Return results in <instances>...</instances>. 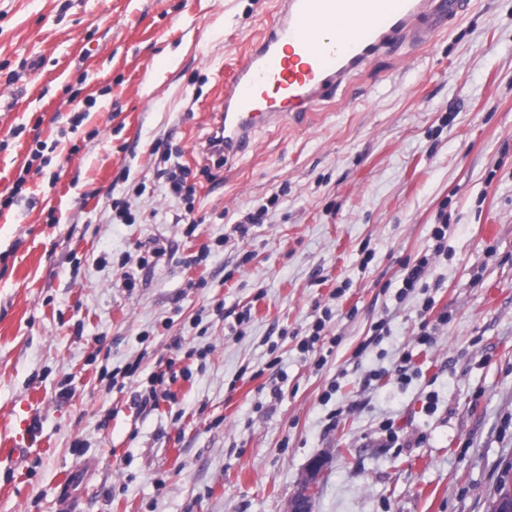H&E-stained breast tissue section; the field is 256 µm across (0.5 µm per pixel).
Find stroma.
Masks as SVG:
<instances>
[{
    "label": "stroma",
    "mask_w": 512,
    "mask_h": 512,
    "mask_svg": "<svg viewBox=\"0 0 512 512\" xmlns=\"http://www.w3.org/2000/svg\"><path fill=\"white\" fill-rule=\"evenodd\" d=\"M276 8L0 0V444L29 437L0 512H287L317 459L310 512H488L512 464V0L216 164L224 79ZM176 356L174 400L139 403ZM429 265V258L425 256L417 264L405 267L406 274L403 278V286L399 289V297L403 298L408 291L417 288L425 280Z\"/></svg>",
    "instance_id": "1"
}]
</instances>
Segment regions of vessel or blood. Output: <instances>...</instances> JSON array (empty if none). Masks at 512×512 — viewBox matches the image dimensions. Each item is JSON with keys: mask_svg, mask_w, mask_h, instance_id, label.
<instances>
[{"mask_svg": "<svg viewBox=\"0 0 512 512\" xmlns=\"http://www.w3.org/2000/svg\"><path fill=\"white\" fill-rule=\"evenodd\" d=\"M470 0H279L261 37L224 85L215 133L224 154L244 152L253 130L301 124L326 87H341L378 55L424 45Z\"/></svg>", "mask_w": 512, "mask_h": 512, "instance_id": "obj_1", "label": "vessel or blood"}]
</instances>
